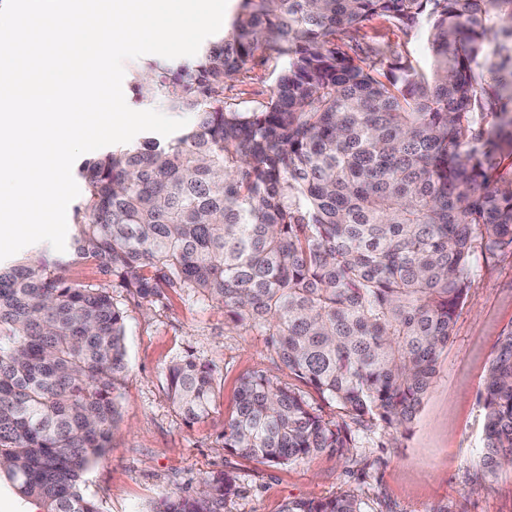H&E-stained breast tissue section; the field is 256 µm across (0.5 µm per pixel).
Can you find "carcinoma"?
<instances>
[{
  "label": "carcinoma",
  "instance_id": "obj_1",
  "mask_svg": "<svg viewBox=\"0 0 512 512\" xmlns=\"http://www.w3.org/2000/svg\"><path fill=\"white\" fill-rule=\"evenodd\" d=\"M381 17L423 36L420 72L351 32ZM284 68L252 111L224 85L257 54ZM134 94L192 121L83 161L66 249L0 260V478L38 512H99L80 486L117 419L125 315L72 280L95 262L147 302L172 292L224 307L357 423L404 433L452 336L476 254L512 246V0H239L189 61L141 68ZM213 370L168 368L173 404L206 418ZM482 467L512 466V330L483 385ZM224 447L271 464L355 447L346 423L259 372L241 381ZM236 476L201 478L153 512H224ZM282 512H363L357 494Z\"/></svg>",
  "mask_w": 512,
  "mask_h": 512
}]
</instances>
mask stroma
Listing matches in <instances>:
<instances>
[{
  "instance_id": "35a3bbf8",
  "label": "stroma",
  "mask_w": 512,
  "mask_h": 512,
  "mask_svg": "<svg viewBox=\"0 0 512 512\" xmlns=\"http://www.w3.org/2000/svg\"><path fill=\"white\" fill-rule=\"evenodd\" d=\"M364 39L384 38L429 72L419 36H404L383 19L359 26ZM284 62L256 61L224 96L243 110L266 104ZM71 279L109 289L126 315L127 367L120 382L119 417L101 459L82 476L81 489L100 512H150L160 498L195 488L213 471L235 475L240 492L224 512H279L283 503L352 491L364 512H512V470L481 475L485 410L480 393L503 332L512 329V249L478 258L453 334L409 433L391 437L380 422L351 424L356 446L347 457L324 451L301 463L268 465L221 446L235 414L243 377L261 372L300 391L325 419L345 412L291 373L266 336L236 326L223 307L167 294L147 303L103 274L95 262L74 265ZM193 355L214 369L210 416L184 422L172 405L168 367Z\"/></svg>"
}]
</instances>
